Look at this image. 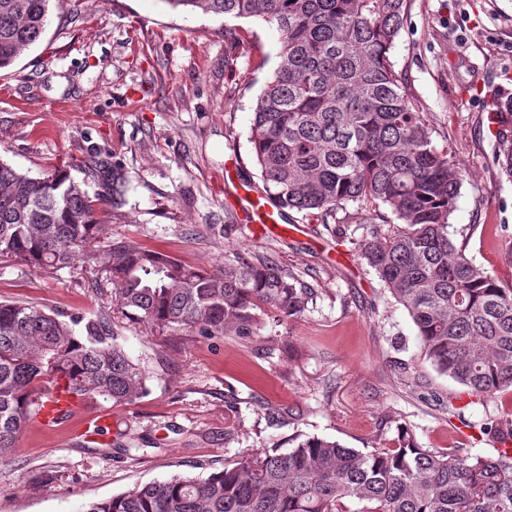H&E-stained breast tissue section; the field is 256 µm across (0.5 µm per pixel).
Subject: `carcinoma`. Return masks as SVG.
I'll return each mask as SVG.
<instances>
[{
	"label": "carcinoma",
	"instance_id": "carcinoma-1",
	"mask_svg": "<svg viewBox=\"0 0 512 512\" xmlns=\"http://www.w3.org/2000/svg\"><path fill=\"white\" fill-rule=\"evenodd\" d=\"M51 0H0V70L45 31ZM173 8L261 20L281 33L279 65L256 97L249 142L279 212L328 223L349 203L397 223L359 241L418 331L427 360L468 395L512 390V287L448 236L462 169L438 148L389 52L406 0H163ZM94 195L64 167L33 177L0 160V261L40 269H112L122 314L202 336H253L266 308L301 317L312 292L271 259L245 251L202 270L135 241L103 237L104 209L125 205L130 181L101 153L83 161ZM111 314L87 321L24 300L0 301V464L57 382L113 404L148 391L149 376L117 343ZM495 457L423 448L407 431L370 452L296 435L205 478L174 475L93 502L84 512H512V426Z\"/></svg>",
	"mask_w": 512,
	"mask_h": 512
}]
</instances>
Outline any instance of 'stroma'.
<instances>
[{
  "label": "stroma",
  "instance_id": "35a3bbf8",
  "mask_svg": "<svg viewBox=\"0 0 512 512\" xmlns=\"http://www.w3.org/2000/svg\"><path fill=\"white\" fill-rule=\"evenodd\" d=\"M240 46L224 62L229 37ZM280 33L251 19L174 9L166 0H53L38 42L0 70V159L39 176L90 153L131 179L104 235L133 240L204 269L243 249L300 274L314 292L295 320L267 313L257 335L200 336L113 310L118 341L149 374L132 403L87 401L109 413L87 436L74 420L31 423L0 465V512H83L86 504L184 474L208 476L295 435L365 452L398 429L426 448L492 456L490 426L512 421V392L448 410L463 388L427 361L408 312L354 246L382 220L372 204L338 211L345 235L287 212L263 228L234 208V179L260 186L249 143L251 105L278 66ZM434 143L460 164L451 237L512 283V0H406L390 52ZM304 224V234L290 233ZM0 298L66 315L111 308L112 285L92 270L0 265Z\"/></svg>",
  "mask_w": 512,
  "mask_h": 512
}]
</instances>
